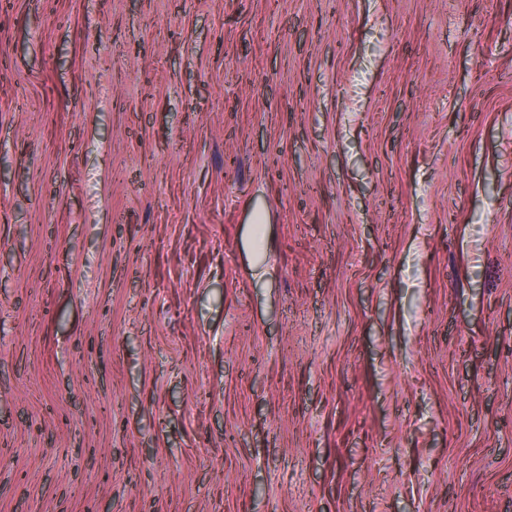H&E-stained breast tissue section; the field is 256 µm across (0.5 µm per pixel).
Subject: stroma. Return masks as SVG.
Wrapping results in <instances>:
<instances>
[{
  "label": "stroma",
  "instance_id": "35a3bbf8",
  "mask_svg": "<svg viewBox=\"0 0 512 512\" xmlns=\"http://www.w3.org/2000/svg\"><path fill=\"white\" fill-rule=\"evenodd\" d=\"M0 512H512V0H0Z\"/></svg>",
  "mask_w": 512,
  "mask_h": 512
}]
</instances>
